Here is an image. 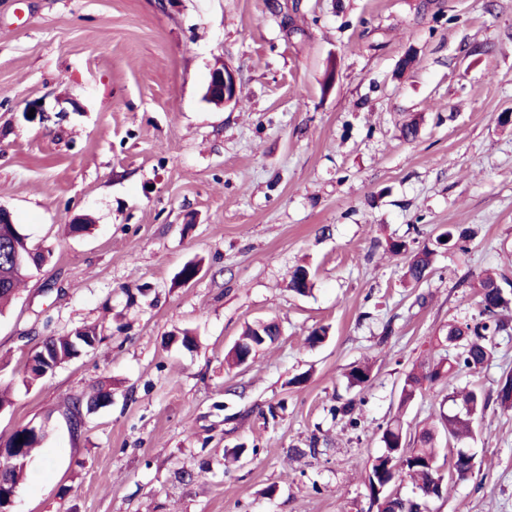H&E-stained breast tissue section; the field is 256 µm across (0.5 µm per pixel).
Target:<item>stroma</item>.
<instances>
[{
	"label": "stroma",
	"instance_id": "35a3bbf8",
	"mask_svg": "<svg viewBox=\"0 0 512 512\" xmlns=\"http://www.w3.org/2000/svg\"><path fill=\"white\" fill-rule=\"evenodd\" d=\"M220 64L222 108L203 98ZM0 205L46 257L0 315V446L43 435L15 512H376L381 426L415 436L456 386L492 400L474 473L429 512H512V409L493 400L512 336L399 404L477 316L461 280L512 281V0H0ZM450 225L475 229L468 252L412 287L389 243ZM267 320L279 337L227 365ZM84 328L94 349L22 385L43 339ZM99 389L73 432L69 399ZM348 398L353 427L332 413ZM237 79L229 68L215 69L211 72L205 97L217 106L231 103L236 97Z\"/></svg>",
	"mask_w": 512,
	"mask_h": 512
}]
</instances>
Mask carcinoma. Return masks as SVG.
Here are the masks:
<instances>
[{
  "mask_svg": "<svg viewBox=\"0 0 512 512\" xmlns=\"http://www.w3.org/2000/svg\"><path fill=\"white\" fill-rule=\"evenodd\" d=\"M470 240V230L450 226L436 237L435 243L465 251ZM433 253L434 250L425 247L409 255L405 277L410 282L420 285L428 280ZM43 261L42 254L27 253L24 242L16 237L12 225L0 223V310L12 300L18 285L29 275L31 268L39 267ZM308 283L309 273L306 269L297 268L292 272L289 286L294 292L306 293ZM471 287L476 289L478 296V317L448 325L446 334L438 338L439 345L446 347V356L422 373L413 371L406 375L400 393L401 405L410 403L425 384L432 387L445 377H453L463 371L482 370L491 362L495 338L512 334V321L502 316V312L512 305V292L490 275L478 278ZM277 336L279 327L273 322L247 328L230 350L232 363L237 366L243 364V356L255 353ZM96 341L98 336L89 329L46 338L40 349L30 356L35 365L26 368L23 385H34L57 366L74 358L80 349L91 347ZM347 379L350 388L364 387L370 380V371L366 366L355 365L347 374ZM448 401L452 402L454 410L461 413L459 417L451 412L444 416L448 440L460 441L473 437V424L487 408L489 398L472 388L448 397ZM496 401L505 409L512 408V374L500 381ZM436 440L435 430L425 428L417 436L414 446L409 447L399 421H390L381 428L383 452L372 460L368 475L370 498L377 506V512H428V503L441 497L446 488L445 477L460 479L472 473V467L462 455L464 449L456 448L455 456L450 458L448 474H442L438 466L440 450ZM41 441L42 435L26 426L10 435L4 451L0 452V468L3 469V477L13 487L20 486L32 451ZM407 477L419 491L416 498H404L396 490V486Z\"/></svg>",
  "mask_w": 512,
  "mask_h": 512,
  "instance_id": "obj_1",
  "label": "carcinoma"
}]
</instances>
